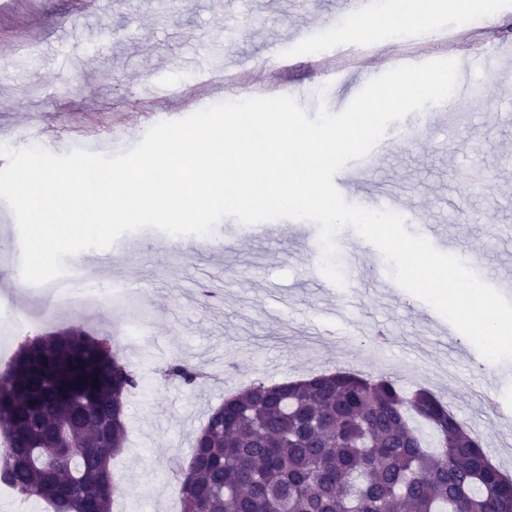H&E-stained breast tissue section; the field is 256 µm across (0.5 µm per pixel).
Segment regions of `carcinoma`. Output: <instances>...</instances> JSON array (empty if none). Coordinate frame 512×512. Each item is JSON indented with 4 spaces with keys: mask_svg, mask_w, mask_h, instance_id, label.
<instances>
[{
    "mask_svg": "<svg viewBox=\"0 0 512 512\" xmlns=\"http://www.w3.org/2000/svg\"><path fill=\"white\" fill-rule=\"evenodd\" d=\"M136 375L87 332L37 334L0 371V483L111 512ZM182 512H512V478L425 388L345 370L261 380L209 415L176 470Z\"/></svg>",
    "mask_w": 512,
    "mask_h": 512,
    "instance_id": "1",
    "label": "carcinoma"
}]
</instances>
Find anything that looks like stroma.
<instances>
[{
    "mask_svg": "<svg viewBox=\"0 0 512 512\" xmlns=\"http://www.w3.org/2000/svg\"><path fill=\"white\" fill-rule=\"evenodd\" d=\"M338 0H98L77 12L73 0H0V145L26 148L22 126L39 123L83 130L113 154L114 130L128 129L125 148L149 130L146 112L189 115V93L225 99L211 77H197L187 62L199 43L225 44L237 58H257L279 47L285 68L274 85L291 84L293 97L315 117L318 104L342 111L365 86L357 74L321 79L310 61L321 50L308 32L350 39ZM447 43L423 49L424 60L469 62V79L482 86L481 102H460L453 113L432 104L417 143L380 156L366 170H349L344 197L362 204L393 188L422 223L449 233L448 249L486 283L512 276V73L487 76L482 58L499 46L512 50V5L488 0L467 17H443ZM375 45L373 75L404 39L377 20L361 23ZM173 91L151 100L148 78ZM496 227L489 236L459 231L460 209ZM221 246L192 258L166 249V233L145 228L112 246L114 271L133 287L123 305H57L40 289L12 288L0 269V304L24 309L44 331L80 328L102 334L136 331L142 346L128 354L139 400L128 405V442L113 459L121 475L112 512H180L172 477L187 457L208 415L226 396L257 379L269 383L339 369L380 372L405 391L435 392L477 435L495 465L512 461V360L488 376L471 343L426 302L389 288L376 271L386 262L351 227L336 236L344 286L320 270L308 241L315 223L279 219L246 225L224 218ZM184 360L201 374L196 384L165 377Z\"/></svg>",
    "mask_w": 512,
    "mask_h": 512,
    "instance_id": "35a3bbf8",
    "label": "stroma"
}]
</instances>
